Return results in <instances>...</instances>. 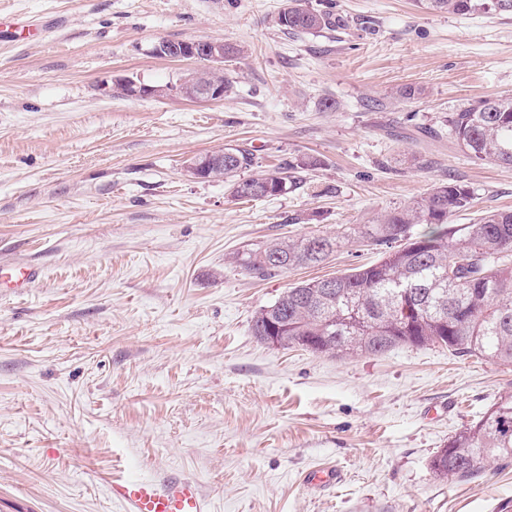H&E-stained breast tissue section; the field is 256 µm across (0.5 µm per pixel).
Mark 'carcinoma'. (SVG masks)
I'll list each match as a JSON object with an SVG mask.
<instances>
[{"mask_svg": "<svg viewBox=\"0 0 512 512\" xmlns=\"http://www.w3.org/2000/svg\"><path fill=\"white\" fill-rule=\"evenodd\" d=\"M457 15H512V0H419ZM277 24L294 33L335 27L328 12L308 0H288ZM448 134L470 158L512 167V96L486 98L448 113ZM245 148L224 149V180L232 196L260 199L300 187L302 173L322 162L314 156L249 177ZM469 185L450 179L425 196L349 233L273 240L239 252L233 263L256 277L325 262L343 239L382 247L380 260L340 275L288 288L253 317L251 332L264 340L267 319L287 324L280 343L312 354L383 355L401 346L445 347L460 356L512 366V211L488 210L474 224L448 218L473 206ZM512 458V394L499 397L477 421L465 424L430 460L439 478L467 482L484 462Z\"/></svg>", "mask_w": 512, "mask_h": 512, "instance_id": "1", "label": "carcinoma"}]
</instances>
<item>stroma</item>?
<instances>
[{
    "label": "stroma",
    "instance_id": "35a3bbf8",
    "mask_svg": "<svg viewBox=\"0 0 512 512\" xmlns=\"http://www.w3.org/2000/svg\"><path fill=\"white\" fill-rule=\"evenodd\" d=\"M340 25L288 35L285 0H0V512H118L113 477L178 473L212 512H512V461L440 479L430 459L512 392V366L402 346L341 359L271 346L255 314L289 287L378 261L356 240L260 279L232 262L275 239L336 235L454 178L468 224L512 209V168L471 161L448 112L512 96V16L418 0H311ZM217 40L230 97H128L130 78L202 70L161 41ZM425 87L418 100L397 94ZM335 100V109L321 107ZM244 147L256 170L322 159L277 197L197 180ZM335 467L333 486L305 482Z\"/></svg>",
    "mask_w": 512,
    "mask_h": 512
}]
</instances>
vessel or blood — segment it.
I'll list each match as a JSON object with an SVG mask.
<instances>
[{"instance_id": "obj_1", "label": "vessel or blood", "mask_w": 512, "mask_h": 512, "mask_svg": "<svg viewBox=\"0 0 512 512\" xmlns=\"http://www.w3.org/2000/svg\"><path fill=\"white\" fill-rule=\"evenodd\" d=\"M107 490L119 512H211L195 481L173 475L113 478Z\"/></svg>"}]
</instances>
